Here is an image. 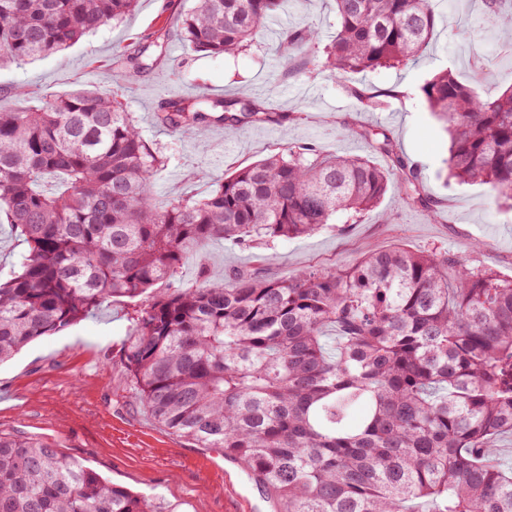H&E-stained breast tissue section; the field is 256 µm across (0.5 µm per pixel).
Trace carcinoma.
I'll use <instances>...</instances> for the list:
<instances>
[{
  "mask_svg": "<svg viewBox=\"0 0 512 512\" xmlns=\"http://www.w3.org/2000/svg\"><path fill=\"white\" fill-rule=\"evenodd\" d=\"M285 0H197L181 16L197 52L232 54ZM325 67L349 74L421 58L436 26L430 0H335ZM138 0H0V63L64 50L131 15ZM318 39L284 32V58ZM450 135L447 174L489 187L512 208V88L481 97L450 70L421 87ZM369 110L395 91L353 89ZM0 109V220L28 245L0 283V362L108 301L134 304L121 365L148 414L203 448L244 461L279 512H512V465L494 448L512 434V278L401 245L352 265L286 279L181 270L211 241L246 246L352 221L386 195L392 172L424 208L417 172L389 139L366 157L290 145L224 175L202 197L158 209L168 158L114 90L39 96ZM286 116L257 100L172 98L155 123L193 135ZM55 179L53 193L41 189ZM337 329L329 340L327 328ZM180 505L104 479L51 443L0 433V512H179Z\"/></svg>",
  "mask_w": 512,
  "mask_h": 512,
  "instance_id": "obj_1",
  "label": "carcinoma"
}]
</instances>
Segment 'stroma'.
<instances>
[{
    "label": "stroma",
    "mask_w": 512,
    "mask_h": 512,
    "mask_svg": "<svg viewBox=\"0 0 512 512\" xmlns=\"http://www.w3.org/2000/svg\"><path fill=\"white\" fill-rule=\"evenodd\" d=\"M436 32L418 62L399 69L336 78L325 69L284 62L285 29L308 25L320 39L309 47L322 55L336 35L333 0H290L285 13L265 23L250 46L232 56L194 51L175 29L194 0H140L124 21L104 27L69 49L0 67V107H20L17 88L41 94L86 87L111 92L123 86V102L145 139L168 156L155 179L154 202L177 195L203 196L224 173L300 142L322 151L390 159L371 151L389 138L422 180L437 210L407 203L390 189L360 223L331 228L271 245L241 248L211 243L186 263L181 279L195 285L200 271L214 279L235 270L285 278L302 266L347 265L372 249L400 244L414 251L461 255L475 266L512 277V209L499 207L486 186L446 180L449 135L427 108L421 86L452 69L482 96L512 86V44L485 22L486 0H432ZM163 47L151 41L160 32ZM396 88L383 108L363 110L353 88ZM237 98L263 102L285 114L278 125L235 133L214 125L202 141L155 124L154 112L173 97ZM483 249L468 251L472 240ZM126 304L104 303L88 318L27 345L0 364V433L54 444L59 453L111 482L181 505L184 512H276L277 503L252 479L246 465L222 449L203 448L157 423L127 380L120 356L134 329Z\"/></svg>",
    "instance_id": "stroma-1"
}]
</instances>
